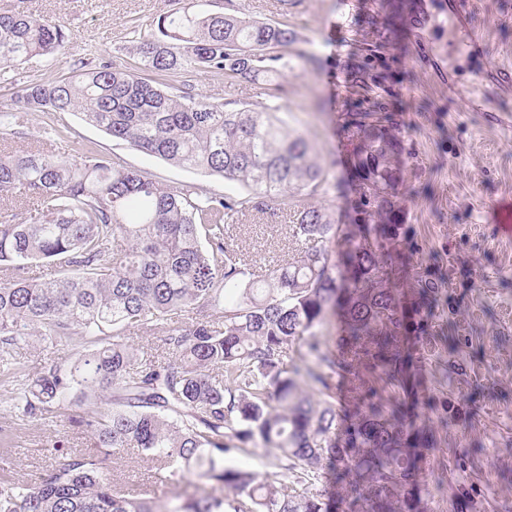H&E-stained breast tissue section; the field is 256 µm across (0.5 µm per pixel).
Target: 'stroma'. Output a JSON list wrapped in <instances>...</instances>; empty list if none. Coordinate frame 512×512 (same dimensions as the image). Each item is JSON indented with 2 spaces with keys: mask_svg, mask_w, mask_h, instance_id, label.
<instances>
[{
  "mask_svg": "<svg viewBox=\"0 0 512 512\" xmlns=\"http://www.w3.org/2000/svg\"><path fill=\"white\" fill-rule=\"evenodd\" d=\"M195 2L207 12L246 14L293 30L301 48L317 54L319 69L290 56L278 94L264 81L239 82L219 74H194L203 97L225 109L265 104L278 108L289 128L304 131L310 156L323 169L327 191L314 205L346 231L349 208L347 154L338 148V97L348 72L359 64L357 41L370 0H294L281 10L278 0H0V8L64 22L68 53L56 65L33 56L0 82V110H7L20 82L54 78L85 59L132 66L130 28L150 29L160 15ZM433 26L391 53L386 69L394 83L391 103L404 125L403 178L399 199L404 235L420 257L432 259L442 280L438 312L446 338L422 362L423 410L430 420L444 417L427 452L420 486L421 512H512V240L486 223L492 202L512 195V93L494 99L492 111L474 112L464 88L488 64L512 58V0H483L471 29L477 49L460 57L450 50L448 0H430ZM341 17L338 41L323 35L326 20ZM28 138L65 129L58 151H89L141 170L168 188L195 184L203 192L245 194L223 178L173 165L113 140L75 112L19 113ZM288 216L246 217L247 228L230 240L233 248L281 256ZM0 459L10 461L12 478L39 481L78 450H93L83 426L30 423L0 408Z\"/></svg>",
  "mask_w": 512,
  "mask_h": 512,
  "instance_id": "35a3bbf8",
  "label": "stroma"
}]
</instances>
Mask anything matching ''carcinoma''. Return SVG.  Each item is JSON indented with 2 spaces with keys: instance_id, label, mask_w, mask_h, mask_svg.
Masks as SVG:
<instances>
[{
  "instance_id": "1",
  "label": "carcinoma",
  "mask_w": 512,
  "mask_h": 512,
  "mask_svg": "<svg viewBox=\"0 0 512 512\" xmlns=\"http://www.w3.org/2000/svg\"><path fill=\"white\" fill-rule=\"evenodd\" d=\"M407 2L380 0L367 14L366 61L405 37ZM297 42L282 24L183 8L139 34L133 68L75 61L67 76L30 80L0 110V139L15 135L17 112H77L143 153L241 184L250 195L167 188L103 155L81 161L49 142L0 150V197L37 205L41 220L17 224L0 211V377L8 412L29 422L71 421L72 399L95 440L39 483L0 479V512H418L416 488L433 425L421 412L420 360L444 336L439 288L403 243L397 190L402 123L389 111L388 76L350 71L340 114L353 200L348 232L312 204L294 210L296 255L262 269L227 243L234 215L310 199L323 169L305 134L266 106L227 111L195 92L199 70L254 83L289 62L275 50ZM60 22L0 9V70L31 56L67 54ZM49 261L58 277L27 276ZM221 311L222 322L210 320ZM336 315V352L317 330ZM191 313L190 324L173 320ZM160 329V356L140 357L125 333ZM37 335L73 337L93 349L74 362L48 359L21 374L17 350ZM306 339L312 363L288 366ZM348 380L349 406L336 410L331 379ZM319 386V406L299 382ZM260 438L279 449L269 471L224 465ZM137 448L153 462L151 483L194 474L213 483L203 496H148L108 480L105 461ZM328 459L335 492L311 491Z\"/></svg>"
}]
</instances>
